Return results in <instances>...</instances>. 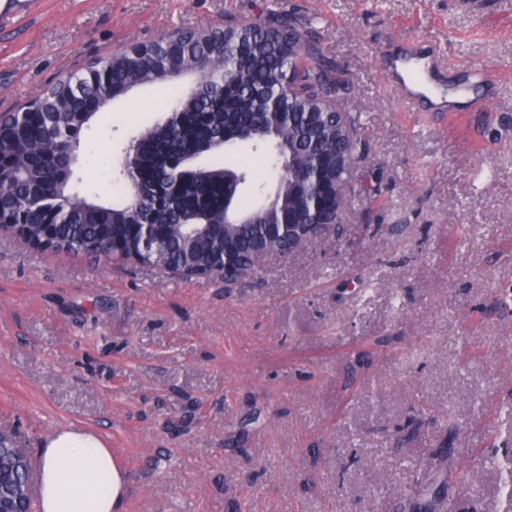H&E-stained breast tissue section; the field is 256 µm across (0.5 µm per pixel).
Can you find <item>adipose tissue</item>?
<instances>
[{
	"mask_svg": "<svg viewBox=\"0 0 512 512\" xmlns=\"http://www.w3.org/2000/svg\"><path fill=\"white\" fill-rule=\"evenodd\" d=\"M39 456L41 512H118L129 478L95 433L57 430L42 443Z\"/></svg>",
	"mask_w": 512,
	"mask_h": 512,
	"instance_id": "ef3b65f1",
	"label": "adipose tissue"
}]
</instances>
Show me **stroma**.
<instances>
[{
    "label": "stroma",
    "instance_id": "1",
    "mask_svg": "<svg viewBox=\"0 0 512 512\" xmlns=\"http://www.w3.org/2000/svg\"><path fill=\"white\" fill-rule=\"evenodd\" d=\"M273 14L369 145L344 234L231 285L0 241V432L34 456L93 431L130 478L121 512H440L436 475L454 512H505L512 0H23L0 11V114L113 50ZM406 37L497 69L489 111H405L382 55ZM162 95L97 114L79 189L117 199L110 157Z\"/></svg>",
    "mask_w": 512,
    "mask_h": 512
}]
</instances>
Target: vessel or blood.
<instances>
[{
	"label": "vessel or blood",
	"mask_w": 512,
	"mask_h": 512,
	"mask_svg": "<svg viewBox=\"0 0 512 512\" xmlns=\"http://www.w3.org/2000/svg\"><path fill=\"white\" fill-rule=\"evenodd\" d=\"M450 65L449 57L436 44L405 38L389 58L388 80L406 110L446 112L450 106L443 76Z\"/></svg>",
	"instance_id": "vessel-or-blood-1"
}]
</instances>
